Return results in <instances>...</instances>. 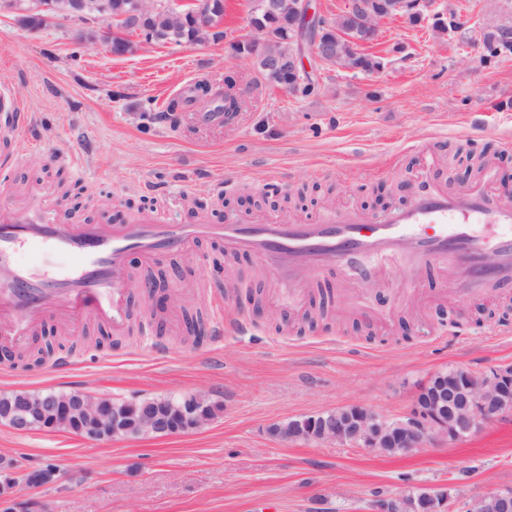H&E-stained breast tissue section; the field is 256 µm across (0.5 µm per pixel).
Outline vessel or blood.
<instances>
[{
  "label": "vessel or blood",
  "mask_w": 512,
  "mask_h": 512,
  "mask_svg": "<svg viewBox=\"0 0 512 512\" xmlns=\"http://www.w3.org/2000/svg\"><path fill=\"white\" fill-rule=\"evenodd\" d=\"M0 121L15 139L26 126L21 102L4 83ZM205 239L254 254L277 273L281 293H295L308 274L336 263L381 261L397 251L414 265L448 266L463 301L512 288V204L481 190H425L375 216L348 210L310 223L245 221L228 212L220 224H179L151 213L129 224H89L59 203L23 205L0 210V346L27 345L49 318L70 328L94 320L128 331L130 257L154 261ZM489 251L497 256L491 267L484 263ZM27 253L43 264L24 263Z\"/></svg>",
  "instance_id": "b4317fda"
}]
</instances>
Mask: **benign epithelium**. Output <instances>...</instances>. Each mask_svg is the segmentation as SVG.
I'll return each instance as SVG.
<instances>
[{"label": "benign epithelium", "instance_id": "1", "mask_svg": "<svg viewBox=\"0 0 512 512\" xmlns=\"http://www.w3.org/2000/svg\"><path fill=\"white\" fill-rule=\"evenodd\" d=\"M212 0H137L136 11L111 18V25L95 31L87 40H101L112 44V38L122 40L124 54L131 55L156 44V38L140 26L141 18L163 10L175 22L192 16L196 19L197 39L200 44L221 43L220 28L205 21ZM410 0H391L383 10H374L361 0H348L345 9L336 18L357 20L365 29L379 33L387 19L404 16ZM40 10V28L50 25L95 21L108 10L105 0H0V13H26ZM291 9L298 21L293 38L284 40L257 30L259 59L268 69L287 68L291 72L306 69L299 40L312 36L315 56L324 64L336 62V67L350 70L348 60L342 58L339 45L356 41L354 31L335 28L336 38L323 37L318 16L312 13L310 0H293ZM441 373L431 374L415 394L409 410L400 417L388 418L370 408L352 404L330 413L316 412L300 419L273 423L267 434L279 441H304L361 447L386 456L399 449L406 453L423 447V443L440 438L453 443L477 433L493 419L512 417V365H498L482 371L455 367L450 372L451 382L443 384ZM206 394L186 397L178 406L161 410L151 399L122 400L109 403L104 397L85 391H74L68 396H49L41 400H22L0 409L8 425L18 432L34 430L55 431L77 426V435L87 442H98L108 437L135 438L143 435L171 436L197 431L209 425L213 417ZM57 469L53 466L24 468L15 460L0 457V512H34L32 501L17 502L15 488L19 485L40 487L54 481ZM512 512V481L501 484L468 504L465 512ZM373 512H452L448 489L434 491L416 499H378Z\"/></svg>", "mask_w": 512, "mask_h": 512}]
</instances>
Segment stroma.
<instances>
[{
  "label": "stroma",
  "mask_w": 512,
  "mask_h": 512,
  "mask_svg": "<svg viewBox=\"0 0 512 512\" xmlns=\"http://www.w3.org/2000/svg\"><path fill=\"white\" fill-rule=\"evenodd\" d=\"M455 29L387 20L372 50L378 74H353L306 58L320 89L297 97L266 84L249 59L220 45L157 44L116 56L84 44L74 25L37 33L0 16V80L28 116L21 158L0 183V209L20 191L64 199L83 220L125 224L143 212L181 224L222 223L225 212L311 221L325 212L368 215L444 187L456 150L485 156L484 188L512 191V55L486 60V22L512 24V0H436ZM190 80L232 81L243 104L235 126L201 124L196 111L165 116L164 103ZM224 248L197 243L151 267L170 300L157 337L96 344L97 324L45 329L75 347L54 361L0 363V394L83 390L133 399L210 395L209 426L173 436L115 438L93 445L66 431L20 433L0 424V455L51 463L58 475L24 499L46 512H369L382 497L447 487L458 512L512 480V419L487 422L449 444L379 456L364 448L283 442L266 428L308 413L360 404L403 415L419 384L453 367L512 364V290L462 303L447 267L413 272L403 260L345 265L310 278L333 288L335 318L304 326L306 307L273 299L271 272L253 256L234 264L262 289L261 309L239 298L216 266ZM248 326L222 340L186 339L185 310Z\"/></svg>",
  "instance_id": "1"
}]
</instances>
